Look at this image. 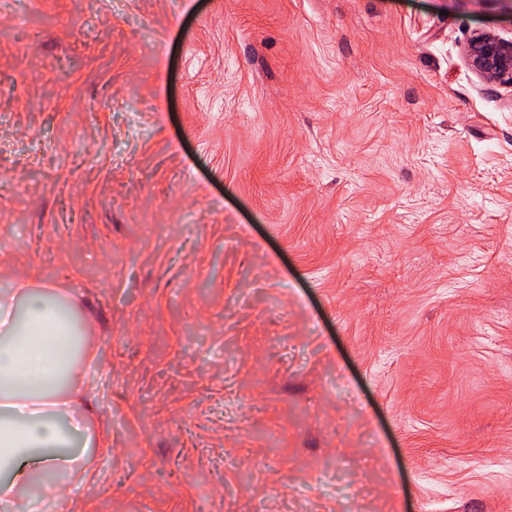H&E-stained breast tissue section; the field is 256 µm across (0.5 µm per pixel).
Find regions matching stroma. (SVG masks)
I'll return each instance as SVG.
<instances>
[{
  "mask_svg": "<svg viewBox=\"0 0 512 512\" xmlns=\"http://www.w3.org/2000/svg\"><path fill=\"white\" fill-rule=\"evenodd\" d=\"M512 0H0V293L103 367L62 512H512ZM471 67L486 79L512 87V40L478 33L467 47Z\"/></svg>",
  "mask_w": 512,
  "mask_h": 512,
  "instance_id": "1",
  "label": "stroma"
}]
</instances>
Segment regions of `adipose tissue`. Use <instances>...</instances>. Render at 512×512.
Masks as SVG:
<instances>
[{
	"label": "adipose tissue",
	"instance_id": "ef3b65f1",
	"mask_svg": "<svg viewBox=\"0 0 512 512\" xmlns=\"http://www.w3.org/2000/svg\"><path fill=\"white\" fill-rule=\"evenodd\" d=\"M79 332L47 285L24 280L0 293V512H18V492L48 478L67 493L71 471L88 461L74 449L89 425L76 406L90 386L78 368L85 348L75 342L64 357L45 346L49 337Z\"/></svg>",
	"mask_w": 512,
	"mask_h": 512
}]
</instances>
